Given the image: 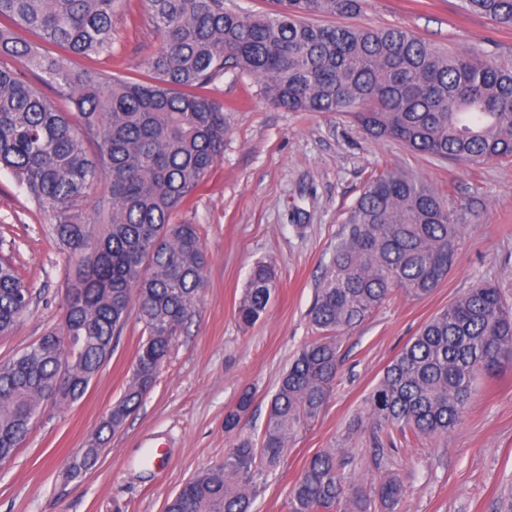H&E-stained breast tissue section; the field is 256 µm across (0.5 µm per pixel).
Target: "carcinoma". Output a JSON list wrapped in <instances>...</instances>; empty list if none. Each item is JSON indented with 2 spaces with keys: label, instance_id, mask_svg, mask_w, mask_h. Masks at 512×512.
I'll return each instance as SVG.
<instances>
[{
  "label": "carcinoma",
  "instance_id": "cac0c4a2",
  "mask_svg": "<svg viewBox=\"0 0 512 512\" xmlns=\"http://www.w3.org/2000/svg\"><path fill=\"white\" fill-rule=\"evenodd\" d=\"M275 2L274 13L255 16L225 9L224 0H143L161 45L149 62L151 79L133 82L74 70L17 33L91 61L112 48L119 0H0V22L14 25L0 28V59L15 62L0 66V169L52 217V236L74 258L77 278L67 326L0 363V456L14 455L26 438L62 359H71L70 385L56 399L65 404L85 394L133 308L145 338L101 430L120 428L153 387L174 331L204 286L198 228L172 218L224 153L223 107L194 92L224 71L255 76L278 107L349 114L369 135L413 152L470 164L512 160L511 62L450 54L400 28L314 21L348 18L360 0ZM463 2L512 26V0ZM37 72L74 111H59L32 85L28 74ZM81 130L95 138V153ZM101 176L108 197L91 205L89 190ZM465 229L426 181L402 172L371 180L321 270L309 314L315 336L280 377L261 442L236 439L223 462L186 482L165 512H252L258 486L329 396L340 335L397 291L422 297L437 288ZM274 288L271 264L256 262L238 321H258ZM27 289L0 260V335L29 313ZM506 362L512 303L477 281L402 347L368 397L370 444L382 472L375 497L345 476L344 449L324 448L292 486L288 512H397L403 482L382 461L402 443L448 437L469 407L473 383ZM252 400L250 392L241 395L224 417L225 432L238 429ZM107 441L97 436L71 473L94 464Z\"/></svg>",
  "mask_w": 512,
  "mask_h": 512
}]
</instances>
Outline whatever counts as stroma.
<instances>
[{
    "mask_svg": "<svg viewBox=\"0 0 512 512\" xmlns=\"http://www.w3.org/2000/svg\"><path fill=\"white\" fill-rule=\"evenodd\" d=\"M353 22L512 62V27L465 11L462 0H361ZM160 44L141 0H130L112 17L111 51L92 66L139 79ZM260 87L255 77L229 71L204 90L224 108V154L173 220L198 226L206 286L191 319L176 329L156 384L97 462L67 478L66 467L95 439L132 374L143 326L129 316L84 396L67 405L44 401L10 463L0 466V512H165L191 477L223 461L234 438L224 417L247 389L253 404L237 435L259 439L281 374L311 336L320 267L373 176L398 170L426 179L468 230L431 294H396L341 335L330 396L261 484L255 512H288L295 480L324 448H345V474L370 487L378 471L365 400L385 367L474 282H492L512 302V162L472 165L417 154L371 137L347 115L279 108ZM50 225V215L0 170V258L18 269L32 295L30 313L0 336V359L62 323L74 263ZM260 260L271 263L276 288L265 315L246 326L236 308ZM391 467L404 484L398 512H512V365L477 379L448 438L398 447Z\"/></svg>",
    "mask_w": 512,
    "mask_h": 512,
    "instance_id": "35a3bbf8",
    "label": "stroma"
}]
</instances>
